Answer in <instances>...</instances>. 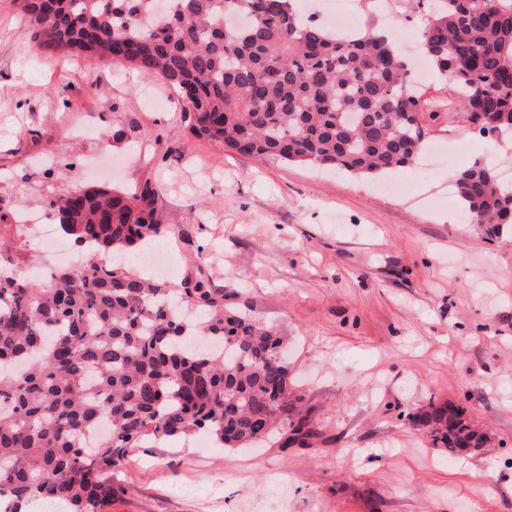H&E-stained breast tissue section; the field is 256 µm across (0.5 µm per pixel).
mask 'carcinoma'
<instances>
[{"label": "carcinoma", "instance_id": "carcinoma-1", "mask_svg": "<svg viewBox=\"0 0 512 512\" xmlns=\"http://www.w3.org/2000/svg\"><path fill=\"white\" fill-rule=\"evenodd\" d=\"M18 0L37 50L83 55L164 80L191 132L264 160L358 177L415 164L425 143L406 52L390 31L356 36L302 17L296 0ZM423 54L468 121L512 147V0H433ZM471 224H512V183L477 161L453 176ZM152 190L72 187L44 200L80 265L35 281L0 267V512L41 500L102 512L129 449L206 431L224 448L272 432L307 444L288 337L203 280L144 278L119 254L162 236ZM457 456L487 436L463 408L409 415ZM110 427L96 447L86 433Z\"/></svg>", "mask_w": 512, "mask_h": 512}]
</instances>
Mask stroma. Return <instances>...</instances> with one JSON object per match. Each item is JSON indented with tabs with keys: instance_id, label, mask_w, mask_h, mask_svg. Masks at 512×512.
I'll return each mask as SVG.
<instances>
[{
	"instance_id": "stroma-1",
	"label": "stroma",
	"mask_w": 512,
	"mask_h": 512,
	"mask_svg": "<svg viewBox=\"0 0 512 512\" xmlns=\"http://www.w3.org/2000/svg\"><path fill=\"white\" fill-rule=\"evenodd\" d=\"M420 121L443 161L406 188L233 154L194 136L165 81L39 54L0 0V208L79 184L155 191L175 268L276 327L314 431L253 448H136L103 512H512V229L485 235L453 173L503 155L435 71ZM125 130L113 141V129ZM448 401L490 445L451 457L408 415Z\"/></svg>"
}]
</instances>
